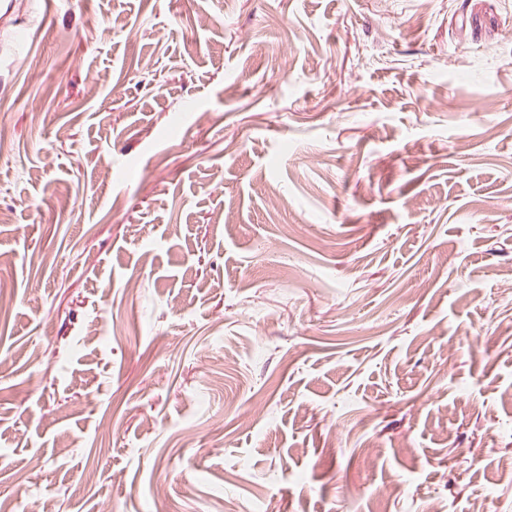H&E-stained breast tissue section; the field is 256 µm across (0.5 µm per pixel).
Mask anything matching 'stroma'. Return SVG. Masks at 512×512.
Instances as JSON below:
<instances>
[{
    "mask_svg": "<svg viewBox=\"0 0 512 512\" xmlns=\"http://www.w3.org/2000/svg\"><path fill=\"white\" fill-rule=\"evenodd\" d=\"M0 135V501L512 512V0H16Z\"/></svg>",
    "mask_w": 512,
    "mask_h": 512,
    "instance_id": "stroma-1",
    "label": "stroma"
}]
</instances>
